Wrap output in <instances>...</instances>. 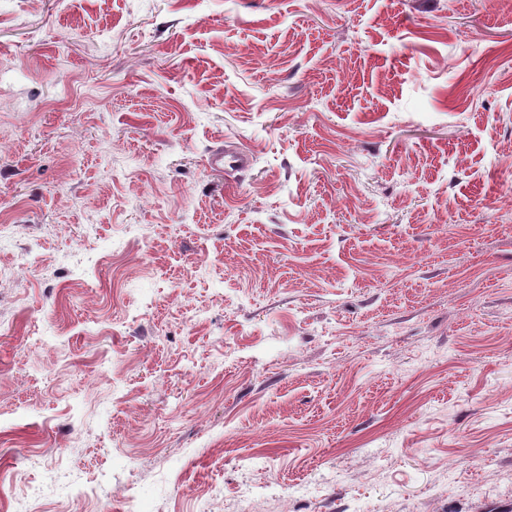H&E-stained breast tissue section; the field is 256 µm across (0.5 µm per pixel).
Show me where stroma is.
I'll use <instances>...</instances> for the list:
<instances>
[{
    "instance_id": "35a3bbf8",
    "label": "stroma",
    "mask_w": 512,
    "mask_h": 512,
    "mask_svg": "<svg viewBox=\"0 0 512 512\" xmlns=\"http://www.w3.org/2000/svg\"><path fill=\"white\" fill-rule=\"evenodd\" d=\"M510 187L512 0H0V512H512ZM251 162V156L243 150L225 152L224 155L216 154L211 158L212 165L219 166L222 164L225 169L231 171L245 170L250 167Z\"/></svg>"
}]
</instances>
